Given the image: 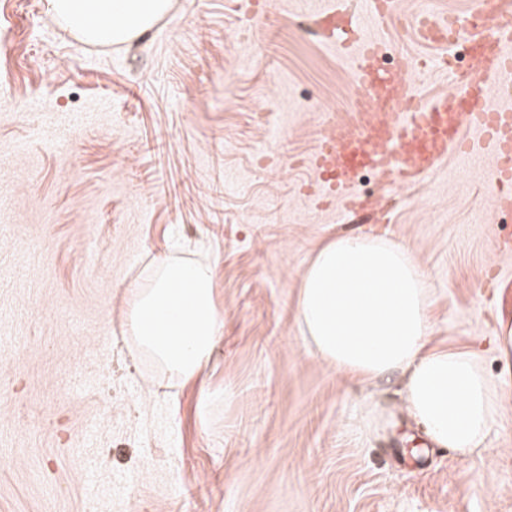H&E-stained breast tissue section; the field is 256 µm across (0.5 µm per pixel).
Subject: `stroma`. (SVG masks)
<instances>
[{"instance_id": "obj_1", "label": "stroma", "mask_w": 512, "mask_h": 512, "mask_svg": "<svg viewBox=\"0 0 512 512\" xmlns=\"http://www.w3.org/2000/svg\"><path fill=\"white\" fill-rule=\"evenodd\" d=\"M172 0L131 43L94 46L48 0H0V512H512L511 223L495 215L485 142L384 193L386 222L317 208L306 164L352 62L320 43L325 0ZM474 0H398L391 53L427 60L417 92L456 72L414 19ZM77 115L66 140L48 114ZM368 233L413 246L432 276L435 344L477 350L505 404L467 457L428 445L399 378L356 384L307 346L300 277L315 248ZM210 260L224 318L208 425L197 391L145 392L124 288L155 258Z\"/></svg>"}]
</instances>
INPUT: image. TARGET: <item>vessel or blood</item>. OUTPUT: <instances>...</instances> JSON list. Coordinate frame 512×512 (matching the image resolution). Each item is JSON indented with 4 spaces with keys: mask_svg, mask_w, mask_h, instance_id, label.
Instances as JSON below:
<instances>
[{
    "mask_svg": "<svg viewBox=\"0 0 512 512\" xmlns=\"http://www.w3.org/2000/svg\"><path fill=\"white\" fill-rule=\"evenodd\" d=\"M416 36L431 46L467 44L481 58L479 71L425 101L406 77L409 58L377 70L386 41L352 37L345 49L352 57L353 92L345 111L325 123L307 159L320 199L359 213L367 206L353 191L359 171L370 170L383 184L417 183L465 148L473 131L491 149L495 209L512 218V109L489 104L491 80L512 77V0H480L462 24L448 18L422 21ZM386 102L399 106L395 118L380 112Z\"/></svg>",
    "mask_w": 512,
    "mask_h": 512,
    "instance_id": "b4317fda",
    "label": "vessel or blood"
}]
</instances>
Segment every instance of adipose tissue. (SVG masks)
<instances>
[{
	"label": "adipose tissue",
	"mask_w": 512,
	"mask_h": 512,
	"mask_svg": "<svg viewBox=\"0 0 512 512\" xmlns=\"http://www.w3.org/2000/svg\"><path fill=\"white\" fill-rule=\"evenodd\" d=\"M170 0H49L53 15L87 42L145 35ZM127 340L163 381L199 383L210 369L223 317L214 269L166 255L126 290ZM431 275L412 248L372 234L318 247L297 295L302 339L329 367L372 383L401 375L409 414L432 446L467 457L501 419L502 395L471 349L432 346Z\"/></svg>",
	"instance_id": "1"
}]
</instances>
